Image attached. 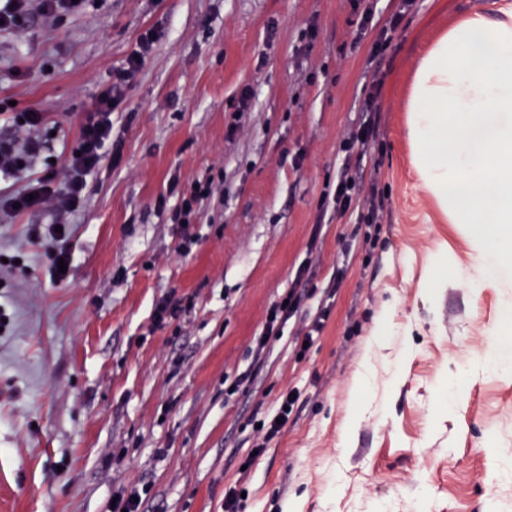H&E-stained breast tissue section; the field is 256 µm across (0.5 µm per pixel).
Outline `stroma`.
I'll return each instance as SVG.
<instances>
[{
	"label": "stroma",
	"mask_w": 512,
	"mask_h": 512,
	"mask_svg": "<svg viewBox=\"0 0 512 512\" xmlns=\"http://www.w3.org/2000/svg\"><path fill=\"white\" fill-rule=\"evenodd\" d=\"M492 2L416 0L380 61L382 135L349 154L376 36L361 17L400 0H89L0 34V102L46 112L59 163L140 35L157 37L112 115L121 162L102 161L70 226L67 282L29 238L46 215L0 218V258L23 260L0 272V512H110L142 486L145 512H224L232 486L242 512H512V369L493 362L512 353V275L481 280L421 187L404 112L436 34ZM347 162L378 173L384 223H317ZM209 178L224 193L180 253L170 183ZM298 286L312 297L254 359ZM172 293L191 309L154 328ZM291 389L287 424L252 457ZM303 299L304 295L293 288L272 305L262 332L255 338L254 352L256 359L261 357L270 338L280 335L283 326L296 313ZM285 300H289L287 305H284Z\"/></svg>",
	"instance_id": "stroma-1"
}]
</instances>
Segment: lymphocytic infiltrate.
<instances>
[{"mask_svg": "<svg viewBox=\"0 0 512 512\" xmlns=\"http://www.w3.org/2000/svg\"><path fill=\"white\" fill-rule=\"evenodd\" d=\"M87 0H0V33H19L35 16L50 20L58 13H82ZM155 41L153 32L143 34L136 48L127 58L124 68L113 71L112 81L96 99L93 106L83 112L79 121V137L74 152L68 153L62 166L35 172L36 163L48 148V122L44 112L30 107L12 113L9 118L14 134L0 136V178L21 179V186L0 198V211L26 213L45 211L53 216L48 228V252L52 261H71L70 233L66 226L77 215L86 201L87 178L95 171L105 156L120 160V151L106 153L107 142L112 138V114L122 104L126 90L142 69ZM213 180L193 183L180 191L171 212L173 223L181 227V253H190L198 241L194 231L202 217L203 204L214 195ZM388 196L379 183L361 186L350 176H341L331 195L336 218L361 212L365 223H382ZM304 296L289 290L284 300L276 301L269 310L265 326L255 339L254 352L262 354L271 337L280 335L283 326L299 308Z\"/></svg>", "mask_w": 512, "mask_h": 512, "instance_id": "obj_1", "label": "lymphocytic infiltrate"}]
</instances>
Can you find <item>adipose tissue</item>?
<instances>
[{
    "mask_svg": "<svg viewBox=\"0 0 512 512\" xmlns=\"http://www.w3.org/2000/svg\"><path fill=\"white\" fill-rule=\"evenodd\" d=\"M412 162L476 255L512 272V0L440 31L405 102Z\"/></svg>",
    "mask_w": 512,
    "mask_h": 512,
    "instance_id": "ef3b65f1",
    "label": "adipose tissue"
}]
</instances>
